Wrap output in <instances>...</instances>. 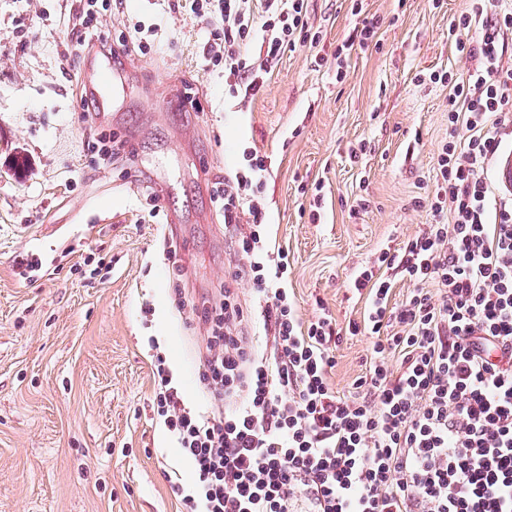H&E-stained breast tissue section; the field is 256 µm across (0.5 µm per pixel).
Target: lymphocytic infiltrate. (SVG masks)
Returning <instances> with one entry per match:
<instances>
[{
  "instance_id": "1",
  "label": "lymphocytic infiltrate",
  "mask_w": 512,
  "mask_h": 512,
  "mask_svg": "<svg viewBox=\"0 0 512 512\" xmlns=\"http://www.w3.org/2000/svg\"><path fill=\"white\" fill-rule=\"evenodd\" d=\"M121 3L78 0L69 52L117 61L132 49L148 54L142 25L115 45L99 32L96 14ZM171 10L207 22L201 69L222 67L225 95L241 101L286 52L322 39L307 0H176ZM451 29L471 33L456 48L472 66L448 96L431 222L353 282L369 307L350 331L375 341L350 395L328 382L335 319L300 321L288 256L263 246L266 156L246 149L214 182L212 198L245 259L232 278L250 284L256 306L229 287L215 304L175 296L207 328L199 378L224 405L217 413L186 406L156 356L153 408L193 466L191 486L174 488L183 512H512V199L488 176L512 135V66L504 62L512 6L491 13L486 0H473ZM394 272L414 284L397 309L389 306ZM256 321L268 350L248 332Z\"/></svg>"
}]
</instances>
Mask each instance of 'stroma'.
<instances>
[{
  "mask_svg": "<svg viewBox=\"0 0 512 512\" xmlns=\"http://www.w3.org/2000/svg\"><path fill=\"white\" fill-rule=\"evenodd\" d=\"M470 6L308 0L318 48L286 53L233 105L221 71L200 69L205 23L171 13L167 0H123L102 30L115 40L125 23L153 24L154 47L127 56L107 111L85 112V57L64 53L75 0H0V512H180L172 485L190 486L192 471L153 409L154 354L188 403L206 404V331L181 320L171 265L195 298L231 284L249 301V285L231 279L243 258L211 201L245 148L268 157L267 245L288 253L301 320L335 318L329 383L350 391L372 344L348 330L366 308L351 282L429 220L417 201L448 137L450 85L470 66L448 27ZM365 17L379 21L375 45L337 62ZM441 73L448 82H432ZM188 93L196 109L182 107ZM102 135L113 147L104 165L86 146ZM155 183L170 223L144 217Z\"/></svg>",
  "mask_w": 512,
  "mask_h": 512,
  "instance_id": "obj_1",
  "label": "stroma"
}]
</instances>
